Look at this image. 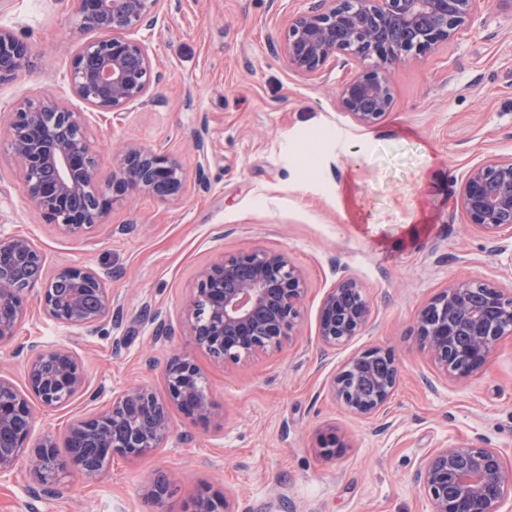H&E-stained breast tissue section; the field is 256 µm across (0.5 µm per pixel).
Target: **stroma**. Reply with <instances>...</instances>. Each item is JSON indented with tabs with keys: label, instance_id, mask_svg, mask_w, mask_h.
I'll return each instance as SVG.
<instances>
[{
	"label": "stroma",
	"instance_id": "35a3bbf8",
	"mask_svg": "<svg viewBox=\"0 0 512 512\" xmlns=\"http://www.w3.org/2000/svg\"><path fill=\"white\" fill-rule=\"evenodd\" d=\"M316 0H161L140 31L154 63L145 102L120 115L89 114L100 182L113 148L133 142L177 159L183 193L116 201L103 224L64 235L30 208L0 149V234L28 237L46 276L65 266L111 271L102 322L64 327L27 299L17 336L0 342V370L24 380L31 343L78 356L88 389L50 408L32 401L34 436L65 439L75 420L104 410L140 382L164 394L163 371L188 353L221 407L198 423L178 408L158 454L109 459L96 479L62 476L34 493L26 462L0 476V512H151L144 484L172 480L165 512H192L202 486L228 490L236 512H431L414 483L422 459L469 443L498 449L512 466V335L469 378H446L416 335V317L448 283L487 279L512 288V239L468 228L457 191L491 156H512V0H487L457 39L392 72L395 107L358 127L336 108L352 61L311 81L290 71L277 45L285 22ZM76 0H0V27L32 48L21 76L0 83V114L64 96L73 54L87 40ZM282 251L306 279L303 315L281 348L217 365L190 342L183 304L198 270L223 253ZM357 278L371 308L362 333L324 352L323 295L338 272ZM157 311L172 327L156 331ZM390 351L400 368L380 413L363 418L335 402L331 376L355 352ZM342 444L320 449L324 437Z\"/></svg>",
	"mask_w": 512,
	"mask_h": 512
}]
</instances>
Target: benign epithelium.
I'll list each match as a JSON object with an SVG mask.
<instances>
[{
    "label": "benign epithelium",
    "mask_w": 512,
    "mask_h": 512,
    "mask_svg": "<svg viewBox=\"0 0 512 512\" xmlns=\"http://www.w3.org/2000/svg\"><path fill=\"white\" fill-rule=\"evenodd\" d=\"M161 0H78L79 29L93 34L73 56L68 93L98 112H121L148 96L154 65L136 38L155 23ZM486 0H319L291 20L282 53L288 69L308 79L348 57L353 76L337 91V109L360 127L372 128L393 109L392 66L420 60L472 26ZM32 50L10 30L0 28V82L30 67ZM7 155L32 208L64 234L101 224L112 204L139 193L166 199L185 183L182 166L156 150L125 143L117 149L112 180L97 186L94 144L86 113L47 97L10 114ZM459 206L467 223L494 238H512V157L492 156L465 174ZM44 252L20 235H0V339L15 335L25 317L26 294L41 281ZM107 271L86 266L58 270L54 279L70 285L60 295L48 282L43 311L51 321L85 327L104 319L111 300ZM306 296L302 272L288 255L260 248L221 255L203 267L186 301L194 346L216 364H236L278 348L291 338ZM371 310L360 282L342 274L329 288L318 312V339L330 351L348 344L369 325ZM417 335L437 368L458 379L469 377L491 356L501 339L512 335V289L489 280L448 284L419 312ZM383 358L389 372L374 363ZM25 388L0 374V475L25 458L43 488L75 470L94 479L113 456L133 461L164 447L171 435L168 408L194 419H223L204 376L186 355L165 366L167 391L157 397L137 384L112 397L105 410L74 422L66 455L46 434L28 446L34 413L30 389L47 407L86 391V379L73 350L33 343L25 367ZM399 378L395 357L371 348L354 354L329 381L334 400L350 412L370 417L387 405ZM414 482L430 498L432 512H501L512 501V468L501 452L463 444L439 448L424 458ZM156 512L170 495V479L159 475L144 488ZM193 512H236L228 491L202 489Z\"/></svg>",
    "instance_id": "1"
}]
</instances>
